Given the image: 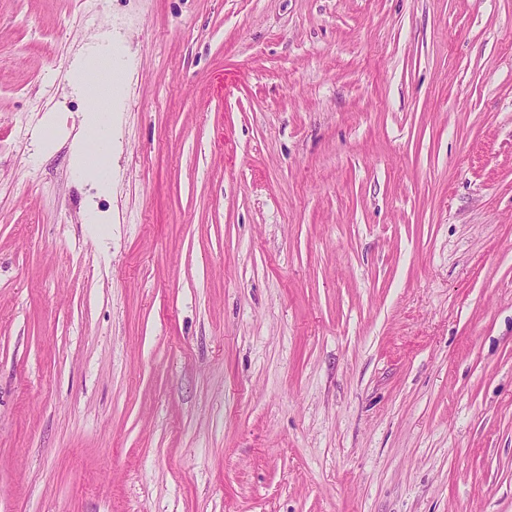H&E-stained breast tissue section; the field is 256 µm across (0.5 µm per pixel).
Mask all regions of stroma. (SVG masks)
Listing matches in <instances>:
<instances>
[{"label":"stroma","mask_w":512,"mask_h":512,"mask_svg":"<svg viewBox=\"0 0 512 512\" xmlns=\"http://www.w3.org/2000/svg\"><path fill=\"white\" fill-rule=\"evenodd\" d=\"M0 512H512V0H0Z\"/></svg>","instance_id":"obj_1"}]
</instances>
